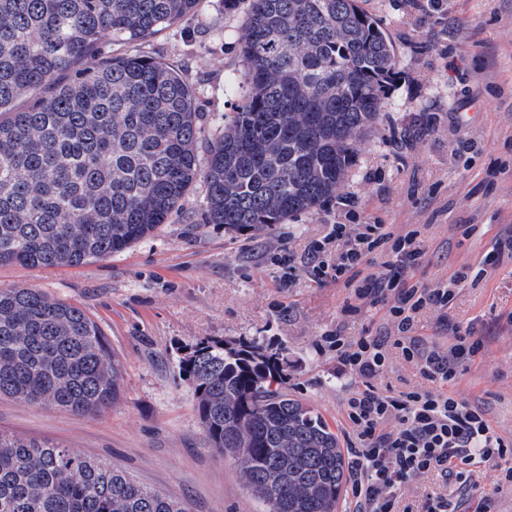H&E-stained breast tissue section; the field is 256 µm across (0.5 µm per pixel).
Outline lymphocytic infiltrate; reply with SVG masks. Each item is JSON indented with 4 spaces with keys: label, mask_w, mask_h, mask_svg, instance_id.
Wrapping results in <instances>:
<instances>
[{
    "label": "lymphocytic infiltrate",
    "mask_w": 512,
    "mask_h": 512,
    "mask_svg": "<svg viewBox=\"0 0 512 512\" xmlns=\"http://www.w3.org/2000/svg\"><path fill=\"white\" fill-rule=\"evenodd\" d=\"M379 252L386 260L377 271L373 256ZM426 254L418 224L336 223L307 247L314 279L347 290L346 316L380 317L376 332L349 336L339 328L314 344L317 355L335 361V378L346 387L341 412L351 512H496L498 489L512 485V439L495 432L487 409L454 391L459 364L483 350V339L452 325L441 347L416 333L421 312L447 309L463 279L457 273L424 286L415 272ZM396 353L423 382L379 390L375 381ZM487 463L496 468L489 483L478 471ZM431 472L454 478L460 494L432 492L421 504L406 502L408 484Z\"/></svg>",
    "instance_id": "1"
}]
</instances>
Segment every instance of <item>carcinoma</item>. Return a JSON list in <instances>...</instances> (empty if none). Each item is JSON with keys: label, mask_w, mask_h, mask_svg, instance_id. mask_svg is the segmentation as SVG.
I'll return each mask as SVG.
<instances>
[{"label": "carcinoma", "mask_w": 512, "mask_h": 512, "mask_svg": "<svg viewBox=\"0 0 512 512\" xmlns=\"http://www.w3.org/2000/svg\"><path fill=\"white\" fill-rule=\"evenodd\" d=\"M198 0H0V265L78 267L149 236L204 191L206 224L262 232L336 198L400 59L358 0H249L245 80L200 159L201 114L174 68L101 59ZM210 445L267 512H337L338 437L288 393V350L257 337L182 352ZM99 324L36 288H0V397L85 414L118 400ZM0 512H188L69 448L0 433Z\"/></svg>", "instance_id": "cac0c4a2"}]
</instances>
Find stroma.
I'll return each instance as SVG.
<instances>
[{
	"instance_id": "stroma-1",
	"label": "stroma",
	"mask_w": 512,
	"mask_h": 512,
	"mask_svg": "<svg viewBox=\"0 0 512 512\" xmlns=\"http://www.w3.org/2000/svg\"><path fill=\"white\" fill-rule=\"evenodd\" d=\"M381 20L401 60L391 105L356 151L344 183L356 200H338L261 233L202 221L193 191L180 213L125 252L77 268L0 266V287L36 288L81 307L123 364L118 401L77 416L0 398V431L50 440L171 493L190 512H263L234 466L210 447L193 390L180 379V349L206 338L260 336L294 362L288 389L332 427L341 421L334 363L313 343L343 326L356 336L367 321L343 312L346 292L313 281L304 248L327 225H425L427 254L416 276L433 285L465 278L448 308L460 330L485 342L463 363L455 390L484 406L494 429L512 434V262L484 271L482 258L512 231V0H362ZM246 0H199L189 16L129 43L104 37L103 54H139L176 68L191 87L205 133L230 111L224 78L243 72L236 33ZM289 243L290 287L274 259Z\"/></svg>"
}]
</instances>
